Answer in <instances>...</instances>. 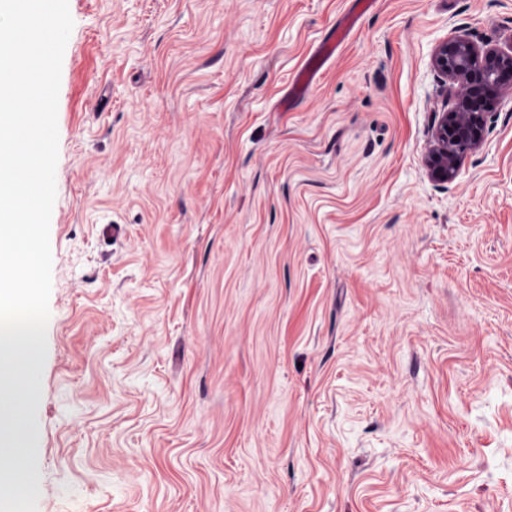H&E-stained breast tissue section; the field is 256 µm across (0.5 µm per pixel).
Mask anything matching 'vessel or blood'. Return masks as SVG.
Returning <instances> with one entry per match:
<instances>
[{"label": "vessel or blood", "instance_id": "vessel-or-blood-1", "mask_svg": "<svg viewBox=\"0 0 512 512\" xmlns=\"http://www.w3.org/2000/svg\"><path fill=\"white\" fill-rule=\"evenodd\" d=\"M354 4L352 12L326 33L297 71L285 100L286 105L300 102L311 92L320 76L328 69L330 61L350 39L359 19L375 8L376 0H354Z\"/></svg>", "mask_w": 512, "mask_h": 512}]
</instances>
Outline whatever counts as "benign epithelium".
<instances>
[{
	"mask_svg": "<svg viewBox=\"0 0 512 512\" xmlns=\"http://www.w3.org/2000/svg\"><path fill=\"white\" fill-rule=\"evenodd\" d=\"M433 66L459 87L451 109L436 115L425 166L432 182L448 184L459 173L465 154L485 140L488 113L474 110L479 93L492 85L512 84V48H482L465 35L439 43Z\"/></svg>",
	"mask_w": 512,
	"mask_h": 512,
	"instance_id": "obj_1",
	"label": "benign epithelium"
}]
</instances>
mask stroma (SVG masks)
<instances>
[{
	"label": "stroma",
	"instance_id": "35a3bbf8",
	"mask_svg": "<svg viewBox=\"0 0 512 512\" xmlns=\"http://www.w3.org/2000/svg\"><path fill=\"white\" fill-rule=\"evenodd\" d=\"M69 0L37 512H512V87L456 180L435 47L512 0ZM355 7L336 27L331 28L311 52L303 66L293 77L284 107L300 102L328 69L330 61L340 52L351 37L359 19L375 8L376 0H353Z\"/></svg>",
	"mask_w": 512,
	"mask_h": 512
}]
</instances>
